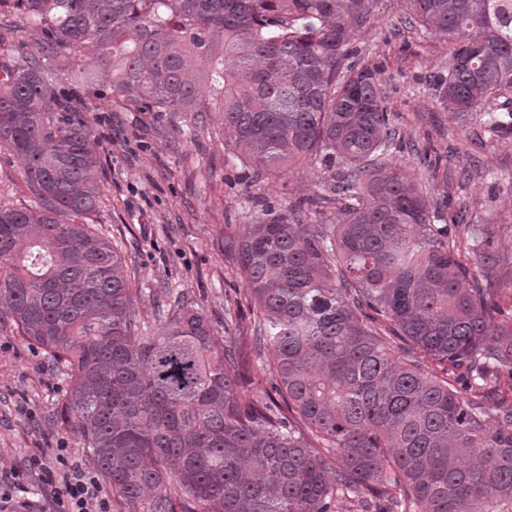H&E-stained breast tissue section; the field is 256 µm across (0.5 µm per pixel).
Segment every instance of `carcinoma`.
Instances as JSON below:
<instances>
[{"mask_svg": "<svg viewBox=\"0 0 512 512\" xmlns=\"http://www.w3.org/2000/svg\"><path fill=\"white\" fill-rule=\"evenodd\" d=\"M408 2L409 27L448 40L438 100L511 136L512 0ZM374 3L0 0L42 33L0 65V152L31 194L0 205V331L65 369L57 419L125 512H512V256L391 161L378 67L351 49ZM109 77L119 108L219 118L257 180L329 168L231 246L276 396L192 302L142 334L126 259L91 223L81 91Z\"/></svg>", "mask_w": 512, "mask_h": 512, "instance_id": "carcinoma-1", "label": "carcinoma"}]
</instances>
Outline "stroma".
Masks as SVG:
<instances>
[{"instance_id":"1","label":"stroma","mask_w":512,"mask_h":512,"mask_svg":"<svg viewBox=\"0 0 512 512\" xmlns=\"http://www.w3.org/2000/svg\"><path fill=\"white\" fill-rule=\"evenodd\" d=\"M405 0H376L371 25L357 35L362 57L381 63L379 79L395 114L403 144L395 160L427 175L414 148L448 158L447 183L430 187L470 206L475 224L512 225V139H476L429 90L430 76L448 68V44L404 26ZM98 108L91 127L101 142L104 203L93 222L128 260L134 307L147 336L164 324L162 308L182 295L215 326H230L246 355L251 389L270 380L257 367L249 335L259 314L229 244L258 223L266 206L284 207L313 196L325 174L294 169L277 181L245 184L236 178L232 150L213 128H196L186 112H128L112 106L107 85L88 88ZM67 382L42 350L0 332V498L22 503V512H57L44 483L58 470L55 450L85 451L56 419ZM43 465L31 467L33 457Z\"/></svg>"}]
</instances>
